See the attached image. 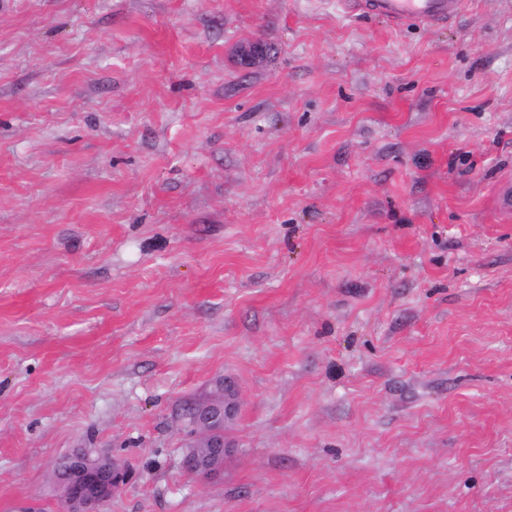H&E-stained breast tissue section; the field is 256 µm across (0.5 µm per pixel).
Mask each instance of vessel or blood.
<instances>
[{
    "label": "vessel or blood",
    "mask_w": 512,
    "mask_h": 512,
    "mask_svg": "<svg viewBox=\"0 0 512 512\" xmlns=\"http://www.w3.org/2000/svg\"><path fill=\"white\" fill-rule=\"evenodd\" d=\"M340 6L347 13L393 26L408 21L429 26L454 22L464 11L466 0H340Z\"/></svg>",
    "instance_id": "obj_1"
}]
</instances>
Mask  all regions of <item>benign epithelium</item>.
<instances>
[{
  "mask_svg": "<svg viewBox=\"0 0 512 512\" xmlns=\"http://www.w3.org/2000/svg\"><path fill=\"white\" fill-rule=\"evenodd\" d=\"M238 408L236 387L228 379L219 390L191 407L189 445L194 451L182 458L180 466L184 471L205 479L221 471L229 445L219 427L232 422ZM53 475L64 512H100L102 504L130 478V472L120 462L84 448L61 460Z\"/></svg>",
  "mask_w": 512,
  "mask_h": 512,
  "instance_id": "7a95c632",
  "label": "benign epithelium"
}]
</instances>
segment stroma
Segmentation results:
<instances>
[{
	"label": "stroma",
	"mask_w": 512,
	"mask_h": 512,
	"mask_svg": "<svg viewBox=\"0 0 512 512\" xmlns=\"http://www.w3.org/2000/svg\"><path fill=\"white\" fill-rule=\"evenodd\" d=\"M509 179L512 0H0V512H512ZM466 0H341L350 14L379 19L392 26L408 21L422 25L454 22L465 10ZM222 382L218 391L214 389L207 399L197 401L188 414L192 419L188 445L199 451L186 453L180 466L205 479L218 474L224 466V456L230 446L224 440V432L220 433L218 428L224 426L225 429L239 408L235 385L228 379ZM68 462L75 463L73 468L62 472L63 464ZM101 469L111 475L110 483L88 488L86 479ZM53 475L66 512H99L102 504L130 478V472L120 462L84 448L76 449L61 460Z\"/></svg>",
	"instance_id": "35a3bbf8"
}]
</instances>
